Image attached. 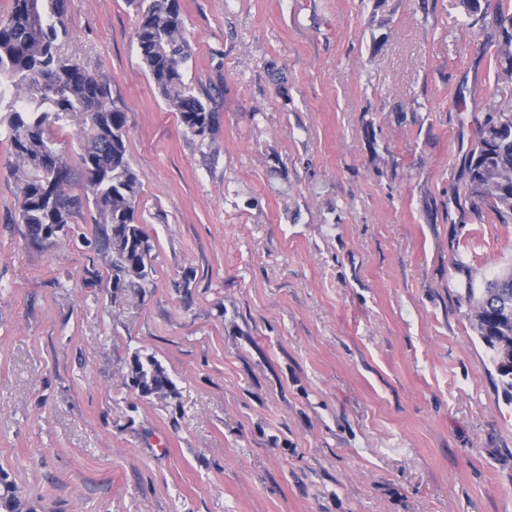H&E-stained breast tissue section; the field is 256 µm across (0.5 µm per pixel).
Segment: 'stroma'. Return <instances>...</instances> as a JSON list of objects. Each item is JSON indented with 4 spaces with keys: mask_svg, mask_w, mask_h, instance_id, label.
<instances>
[{
    "mask_svg": "<svg viewBox=\"0 0 512 512\" xmlns=\"http://www.w3.org/2000/svg\"><path fill=\"white\" fill-rule=\"evenodd\" d=\"M180 3L206 140L131 0H68L62 45L127 115L147 288L113 297L92 208L28 236L0 137V470L36 512H512V402L466 293L512 267L466 189L512 106L494 29L462 0ZM137 351L176 396L130 387Z\"/></svg>",
    "mask_w": 512,
    "mask_h": 512,
    "instance_id": "1",
    "label": "stroma"
}]
</instances>
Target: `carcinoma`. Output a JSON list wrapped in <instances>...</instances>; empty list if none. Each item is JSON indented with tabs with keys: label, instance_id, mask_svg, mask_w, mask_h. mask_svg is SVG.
<instances>
[{
	"label": "carcinoma",
	"instance_id": "cac0c4a2",
	"mask_svg": "<svg viewBox=\"0 0 512 512\" xmlns=\"http://www.w3.org/2000/svg\"><path fill=\"white\" fill-rule=\"evenodd\" d=\"M139 54L155 89L178 114L186 133L205 140L215 112L189 94L183 68L193 53L179 0H135ZM493 57L509 66L497 86L512 95V5L500 3L491 20ZM69 34L66 0H10L0 15V130L13 151L10 175L19 191L18 223L31 239L52 243L73 214L92 206L102 228L104 257L112 264V294L142 288L152 273L150 237L139 224L141 181L126 148V112L109 85L60 52ZM71 116L83 126L80 159L87 192L68 190V170L53 128ZM473 207L487 206L500 224H512V110L487 113L468 158ZM474 329L490 353L505 396L512 401V269L477 294L467 289ZM127 378L143 398L167 399L176 386L152 355L134 353ZM0 512H34L18 486L0 471Z\"/></svg>",
	"mask_w": 512,
	"mask_h": 512
}]
</instances>
